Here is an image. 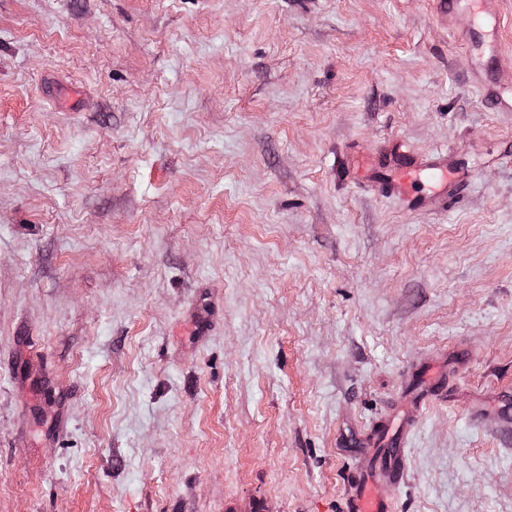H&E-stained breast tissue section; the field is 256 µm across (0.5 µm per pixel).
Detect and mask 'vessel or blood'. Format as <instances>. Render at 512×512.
<instances>
[{"label": "vessel or blood", "instance_id": "obj_1", "mask_svg": "<svg viewBox=\"0 0 512 512\" xmlns=\"http://www.w3.org/2000/svg\"><path fill=\"white\" fill-rule=\"evenodd\" d=\"M437 12L445 21H452L456 11L468 6L476 10L482 29L496 27L498 18L492 0H436ZM376 169H385L386 177L378 182V190L396 199L402 212L411 213L426 204L446 207L449 200L464 188L468 177L449 164L442 151L420 154L396 142L385 145L371 160ZM405 443L397 441L386 458L370 462L366 477L355 485L348 499L347 512H392L389 502L381 498L376 487L385 481L403 477Z\"/></svg>", "mask_w": 512, "mask_h": 512}]
</instances>
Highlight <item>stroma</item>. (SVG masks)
Here are the masks:
<instances>
[{"mask_svg":"<svg viewBox=\"0 0 512 512\" xmlns=\"http://www.w3.org/2000/svg\"><path fill=\"white\" fill-rule=\"evenodd\" d=\"M431 0H0V512H512V112ZM401 139L472 174L402 213ZM390 448L385 460L371 461L366 478L354 486L348 498L347 512H391L393 506L381 498L376 487L385 481H399L403 477L405 456L404 435Z\"/></svg>","mask_w":512,"mask_h":512,"instance_id":"obj_1","label":"stroma"}]
</instances>
